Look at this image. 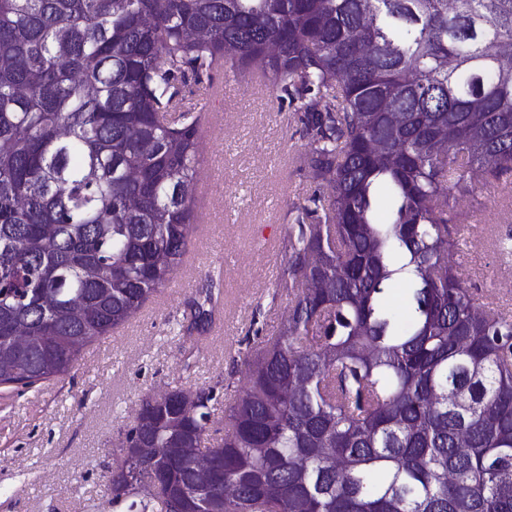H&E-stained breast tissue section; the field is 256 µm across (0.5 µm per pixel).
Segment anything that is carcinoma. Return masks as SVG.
<instances>
[{"label":"carcinoma","instance_id":"carcinoma-1","mask_svg":"<svg viewBox=\"0 0 512 512\" xmlns=\"http://www.w3.org/2000/svg\"><path fill=\"white\" fill-rule=\"evenodd\" d=\"M509 42L512 0H0V386L69 372L168 286L202 144L179 83L257 65L295 105L315 184L282 239L291 311L240 357L246 384L227 379L220 440L214 389L142 400V490L124 459L112 500L512 512V315L480 312L447 258L452 191L512 173ZM217 283L186 334L212 328Z\"/></svg>","mask_w":512,"mask_h":512}]
</instances>
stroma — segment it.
<instances>
[{
    "label": "stroma",
    "mask_w": 512,
    "mask_h": 512,
    "mask_svg": "<svg viewBox=\"0 0 512 512\" xmlns=\"http://www.w3.org/2000/svg\"><path fill=\"white\" fill-rule=\"evenodd\" d=\"M215 85L183 88L185 106L205 116L191 245L173 281L121 328L87 346L74 368L37 386L0 389V512H132L107 486L120 461L119 433L149 395L172 387L214 389L212 427L224 428V390L240 351L257 344L251 324L272 333L287 320L278 292L279 245L291 207L310 190L299 163L307 145L275 91L254 90L246 73L214 69ZM461 228L450 264L476 286L479 301L512 312V195L491 182L454 192ZM220 275L216 325L181 335L189 303L208 274Z\"/></svg>",
    "instance_id": "stroma-1"
}]
</instances>
